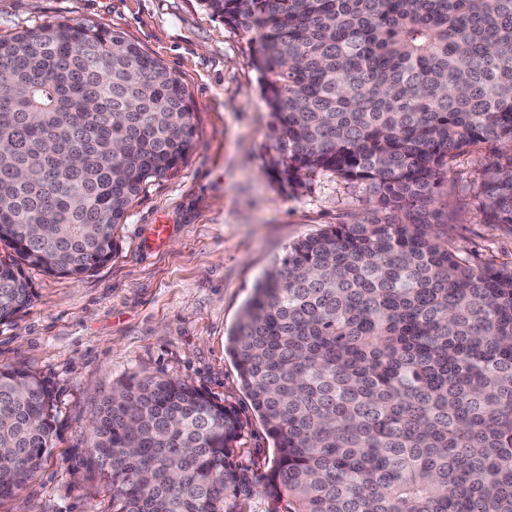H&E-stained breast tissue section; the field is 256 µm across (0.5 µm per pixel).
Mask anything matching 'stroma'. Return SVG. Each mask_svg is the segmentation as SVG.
<instances>
[{
  "label": "stroma",
  "instance_id": "obj_1",
  "mask_svg": "<svg viewBox=\"0 0 512 512\" xmlns=\"http://www.w3.org/2000/svg\"><path fill=\"white\" fill-rule=\"evenodd\" d=\"M70 19L99 24L178 75L194 112V145L150 179L116 229L110 262L79 280L29 271L31 304L0 322V365L25 364L55 397V433L43 467L0 512H112V489L76 466L91 412L133 375L186 381L237 413L240 465L268 473L277 454L241 387L227 339L257 280L289 244L375 204L366 186L331 173L281 190L269 112L250 37L201 0H0V36ZM485 150L454 161L440 188L448 244L512 268V235L486 223L479 187ZM167 236L155 239L153 227Z\"/></svg>",
  "mask_w": 512,
  "mask_h": 512
}]
</instances>
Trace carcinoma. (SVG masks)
<instances>
[{"label":"carcinoma","instance_id":"obj_1","mask_svg":"<svg viewBox=\"0 0 512 512\" xmlns=\"http://www.w3.org/2000/svg\"><path fill=\"white\" fill-rule=\"evenodd\" d=\"M252 34L283 188L366 184L364 223L292 242L228 351L278 460L236 462L238 415L191 384L132 376L103 397L79 463L112 512H512V269L448 247L436 207L458 155L495 163L479 206L512 230V0H202ZM178 76L99 25L0 37V322L25 269L108 263L146 182L193 146ZM53 394L0 367V500L43 465Z\"/></svg>","mask_w":512,"mask_h":512}]
</instances>
